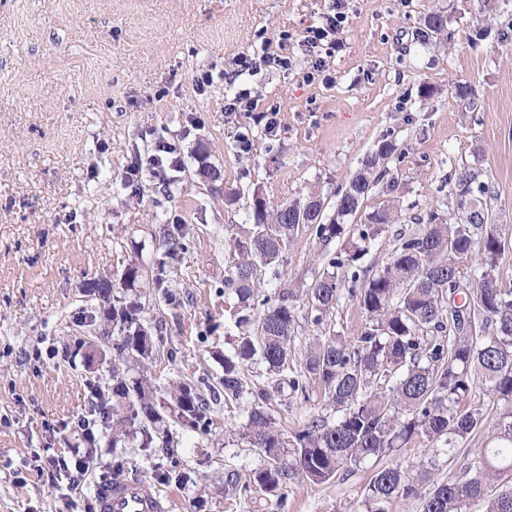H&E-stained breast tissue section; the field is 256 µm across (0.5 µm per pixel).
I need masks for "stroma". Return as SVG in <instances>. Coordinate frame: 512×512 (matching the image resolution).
Wrapping results in <instances>:
<instances>
[{"label":"stroma","instance_id":"obj_1","mask_svg":"<svg viewBox=\"0 0 512 512\" xmlns=\"http://www.w3.org/2000/svg\"><path fill=\"white\" fill-rule=\"evenodd\" d=\"M337 0H0V512H79L114 465L173 500L172 512H362L370 468L322 485L299 482L284 502L236 491L264 460L243 436L247 409L270 375L243 367L238 402L214 405L207 435L174 428L167 448H110L97 437L84 482L49 481L39 455L86 447L72 423L94 389L111 381L112 358L86 363L79 347L86 317L102 318L86 285L119 279L138 264V288L116 287L113 301H138L173 359L151 366L155 385L216 381L219 357L243 329L224 280L236 257L230 241L253 223L251 203L315 194L336 205L345 177L385 139L403 160L385 163L393 190L378 187L369 206L400 202L362 261L381 266L398 229L434 211L448 215V175L469 167L490 188V204L512 244V0H338L344 21L321 47L325 70L306 81L307 31L322 26ZM447 36H424L429 14ZM272 50L288 69H240L241 53ZM213 82L196 92L195 75ZM471 87L457 96L456 83ZM247 90L259 107L279 108L274 129L224 110ZM248 131L249 151L236 135ZM174 144L178 167L124 173ZM220 171L201 175L202 165ZM184 225L190 241L154 283L163 226ZM339 242L300 232L277 273L260 272L256 297L323 269ZM294 360L314 338L357 333L365 319L342 294L324 324L297 304ZM277 425L297 427L325 411L321 388L278 397Z\"/></svg>","mask_w":512,"mask_h":512}]
</instances>
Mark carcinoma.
I'll return each instance as SVG.
<instances>
[{
    "label": "carcinoma",
    "mask_w": 512,
    "mask_h": 512,
    "mask_svg": "<svg viewBox=\"0 0 512 512\" xmlns=\"http://www.w3.org/2000/svg\"><path fill=\"white\" fill-rule=\"evenodd\" d=\"M396 152L382 142L363 167L338 187V205L328 222L323 210L307 199L280 204L267 212L265 199L253 198L255 222L234 238L237 262L225 279L236 298L239 323H254V334L241 337L232 356L224 357V376L211 393L236 402L243 392L242 365L260 357L276 377L275 391L286 383L306 391L313 379L336 418L314 415L284 431L275 426L264 404L265 389L248 408L245 438L264 457V465L248 476L241 491L277 493L307 480L325 484L346 478L362 464H379L365 488V512H388L397 498H417L419 512H469L475 501L484 512H512V280L500 276L505 241L498 224H445L435 212L417 219V227L398 234L397 244L380 269L369 272L359 261L389 224L397 223L394 205L383 204L348 224L383 180L382 161ZM329 244L342 245L313 273L279 289L274 303L256 317L247 314L255 296L257 269L278 262L282 252L303 230ZM472 282L460 292V307L448 305V286ZM98 292L107 322L119 327L112 339L114 360L133 361L142 371L132 381L112 366V385L99 389L87 419L91 427L111 430L109 444L118 447L140 438L149 448L154 435L169 443L166 421L207 434L213 424L209 404L192 383L168 392L170 402L157 399L147 364L160 353L161 337H152L142 319L141 305H112L114 284L107 277L90 283ZM348 288L366 317L353 339L333 333L310 343L303 368L292 361L297 301L307 297L313 322L323 323ZM484 382L486 401H471L475 381ZM112 403V415L105 412ZM498 409L494 415L487 407ZM483 445L464 456L459 472L448 480L437 477L432 458L413 469L381 464L402 449L420 444L442 451L453 462L460 445L473 439Z\"/></svg>",
    "instance_id": "obj_1"
}]
</instances>
